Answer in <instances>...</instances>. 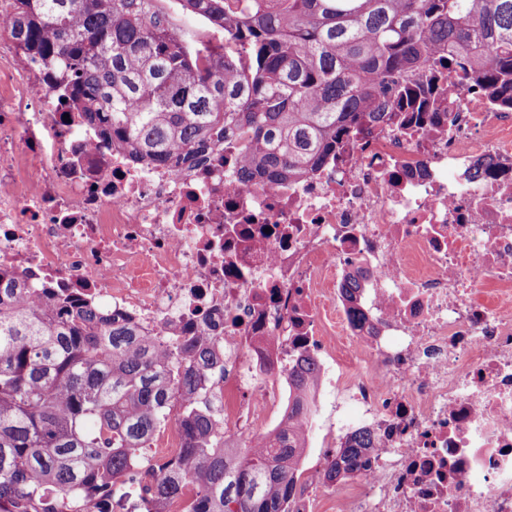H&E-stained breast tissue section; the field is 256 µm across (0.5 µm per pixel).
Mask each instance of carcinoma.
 Returning <instances> with one entry per match:
<instances>
[{
	"label": "carcinoma",
	"mask_w": 512,
	"mask_h": 512,
	"mask_svg": "<svg viewBox=\"0 0 512 512\" xmlns=\"http://www.w3.org/2000/svg\"><path fill=\"white\" fill-rule=\"evenodd\" d=\"M11 33L79 112L111 141L156 165L222 141L244 155L241 177L272 185L314 168L350 128L380 110L420 112L461 66L512 105V0H14ZM453 55L442 56L447 46ZM209 335L159 351L130 321L54 292L29 300L0 272V512H100L124 501L132 471L148 484L119 512H291L312 409L229 445ZM301 352L289 383L319 377ZM173 422L177 453L139 450ZM376 447L347 436L324 470L354 475Z\"/></svg>",
	"instance_id": "obj_1"
}]
</instances>
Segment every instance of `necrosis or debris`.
<instances>
[{
  "label": "necrosis or debris",
  "instance_id": "1",
  "mask_svg": "<svg viewBox=\"0 0 512 512\" xmlns=\"http://www.w3.org/2000/svg\"><path fill=\"white\" fill-rule=\"evenodd\" d=\"M12 13L0 0V270L159 345L217 336L241 438L286 407L294 352L320 358L378 441L336 512H512V108L452 73L430 119L387 115L304 177L243 186L220 144L132 163L22 53Z\"/></svg>",
  "mask_w": 512,
  "mask_h": 512
}]
</instances>
